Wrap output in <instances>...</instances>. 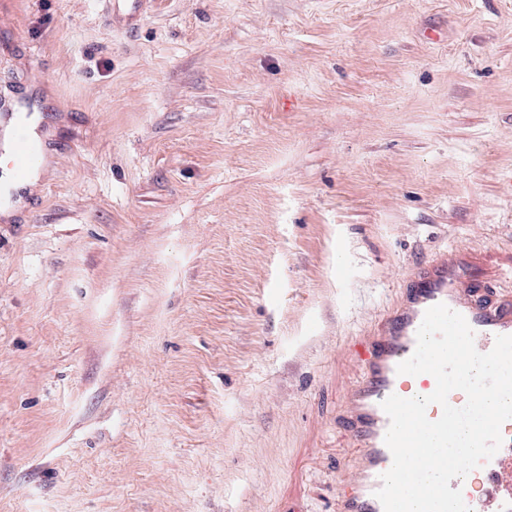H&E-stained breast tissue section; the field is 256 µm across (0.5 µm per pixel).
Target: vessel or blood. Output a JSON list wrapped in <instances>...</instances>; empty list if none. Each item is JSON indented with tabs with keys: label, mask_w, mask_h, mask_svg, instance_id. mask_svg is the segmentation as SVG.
Instances as JSON below:
<instances>
[{
	"label": "vessel or blood",
	"mask_w": 512,
	"mask_h": 512,
	"mask_svg": "<svg viewBox=\"0 0 512 512\" xmlns=\"http://www.w3.org/2000/svg\"><path fill=\"white\" fill-rule=\"evenodd\" d=\"M11 163L17 177H25L36 161L31 143L23 137L11 141ZM445 304L461 314L474 332L479 352H489L497 336L512 335V296L488 300L479 290L466 285L464 275L447 261L438 259L407 289L396 311L386 318L365 351L363 377L347 392V426L357 450V478L340 490V512H384L376 496L381 477L392 465L385 443L390 420L382 408L390 395L410 398L426 396L436 388L428 373L411 376L398 373V365L410 358L417 345L416 334L427 309ZM503 444L478 467L479 488L470 490L465 480H451L461 489L470 512H512V419L501 426Z\"/></svg>",
	"instance_id": "vessel-or-blood-1"
}]
</instances>
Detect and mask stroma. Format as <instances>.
Listing matches in <instances>:
<instances>
[{"label":"stroma","mask_w":512,"mask_h":512,"mask_svg":"<svg viewBox=\"0 0 512 512\" xmlns=\"http://www.w3.org/2000/svg\"><path fill=\"white\" fill-rule=\"evenodd\" d=\"M0 512H336L375 325L512 295V0H0ZM10 152L11 163L14 169L8 167L7 163L9 159L6 156L2 159L3 187L5 191V202L3 208L4 216H10L22 203V198L19 195L17 199L12 200V193H18L26 187L33 186L39 179L40 175L37 169L34 171L30 170L36 162V153L33 146L27 139L18 135L13 138L11 141ZM29 170L30 172L23 181H19L16 178L17 176L19 179H23Z\"/></svg>","instance_id":"1"}]
</instances>
